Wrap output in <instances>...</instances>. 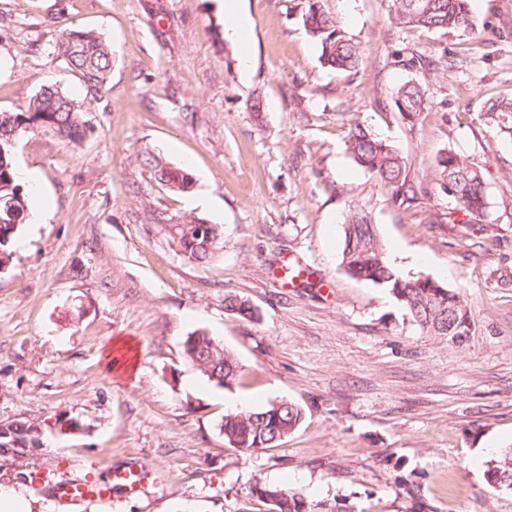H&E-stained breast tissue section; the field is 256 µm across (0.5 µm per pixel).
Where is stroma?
<instances>
[{
  "mask_svg": "<svg viewBox=\"0 0 512 512\" xmlns=\"http://www.w3.org/2000/svg\"><path fill=\"white\" fill-rule=\"evenodd\" d=\"M365 60L324 67L303 23L308 0H242L251 67L224 36L219 0H0V111L21 112L57 86L81 105L86 135L22 137L16 166L42 175L34 208L0 271V421L43 415L79 423L44 431L27 469L45 484L105 480L146 460L144 492L111 507L58 502L0 468L32 512H265L258 481L355 512H512L487 460L512 445V135L486 113L512 97V0H470L486 44L405 29L392 0H322ZM82 27L112 47L105 86L88 92L54 50ZM454 53L434 73L411 56ZM419 83L426 108L404 120L393 95ZM360 122L393 142L422 191L395 204L346 151ZM454 152L484 177L472 223L436 185ZM188 164L192 194L170 191L141 157ZM367 212L393 265L426 273L469 301L475 332L458 347L408 322L388 290L340 266L343 217ZM187 216L224 227V248L199 265L168 227ZM307 277L274 278L281 261ZM257 316L226 311L225 295ZM203 330L241 367L225 388L184 356ZM286 399L304 418L277 447L224 443L228 402Z\"/></svg>",
  "mask_w": 512,
  "mask_h": 512,
  "instance_id": "obj_1",
  "label": "stroma"
}]
</instances>
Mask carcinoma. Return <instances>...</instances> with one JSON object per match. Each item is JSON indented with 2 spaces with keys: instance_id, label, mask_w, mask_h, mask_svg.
Returning a JSON list of instances; mask_svg holds the SVG:
<instances>
[{
  "instance_id": "1",
  "label": "carcinoma",
  "mask_w": 512,
  "mask_h": 512,
  "mask_svg": "<svg viewBox=\"0 0 512 512\" xmlns=\"http://www.w3.org/2000/svg\"><path fill=\"white\" fill-rule=\"evenodd\" d=\"M322 0H308L303 17L307 31L321 48V63L331 69L351 71L364 61V48L349 38L322 8ZM396 19L408 29H427L456 33L478 40L469 0H392ZM69 66L77 71L93 93L107 82L112 70V52L106 40L87 29H64L55 45ZM394 104L406 119H413L426 108L422 86L408 82L397 89ZM488 114L498 118L504 128L512 129V99L489 102ZM81 106L53 86L38 91L24 112H0V267L10 257L8 247L29 217L28 193L19 183L14 163V148L28 133L51 134L76 141L84 134ZM352 160L374 175L399 205H411L417 191L409 179L400 150L390 141L374 134L359 122L349 126L346 141ZM144 163L156 179L170 190L187 192L193 175L186 167L172 166L157 155L144 157ZM434 179L452 193L460 207L474 221L484 217L486 194L481 172L460 156L448 152L437 157ZM184 255L198 263L212 261L224 247V227L189 217L168 225ZM341 267L348 275L385 288L394 297L403 315L423 332L464 345L472 336L473 320L466 298L428 274H404L388 259L376 225L362 209L348 213L344 220ZM224 307L249 320L255 311L249 302L236 295L224 296ZM183 353L209 381L231 386L240 378V366L224 344L205 332H195L183 342ZM302 419V409L288 400L271 402L260 408L230 411L224 414L219 430L226 445L245 451L274 448ZM47 428V419L25 417L0 425V458L15 461L14 451L38 445L39 431ZM486 483L496 490L512 491V446L503 448L486 462ZM250 496L268 505L267 512H350L336 504L325 508L312 503L301 491L279 484L257 482Z\"/></svg>"
}]
</instances>
